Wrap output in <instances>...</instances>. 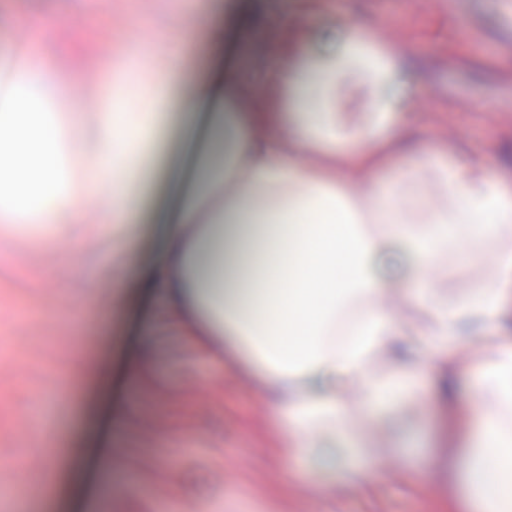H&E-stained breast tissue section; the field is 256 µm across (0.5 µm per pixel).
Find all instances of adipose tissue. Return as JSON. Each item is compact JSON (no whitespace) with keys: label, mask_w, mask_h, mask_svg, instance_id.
<instances>
[{"label":"adipose tissue","mask_w":512,"mask_h":512,"mask_svg":"<svg viewBox=\"0 0 512 512\" xmlns=\"http://www.w3.org/2000/svg\"><path fill=\"white\" fill-rule=\"evenodd\" d=\"M248 29L246 0H224V64L189 96L201 132L224 142V161H191L163 244L138 272L141 288L176 309L189 334L224 355L269 396L288 450L322 489L379 479L377 449L350 427L345 391L370 414L434 381L448 402V455L461 512H512V168L489 176L461 145L423 154L403 125L416 91L412 55L379 48L353 20L326 34L291 33L281 66L244 108L235 72ZM53 81L72 111L83 90L62 67L27 68L0 102V162L18 224L80 220L97 204L104 224H132L139 148L160 131L154 112H102L92 178L62 191L56 133L23 104ZM489 262L492 273L460 296L429 270L448 257ZM402 300L419 313L405 329ZM475 335L485 359L472 400L457 396L454 345Z\"/></svg>","instance_id":"obj_1"}]
</instances>
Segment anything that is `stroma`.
<instances>
[{"mask_svg":"<svg viewBox=\"0 0 512 512\" xmlns=\"http://www.w3.org/2000/svg\"><path fill=\"white\" fill-rule=\"evenodd\" d=\"M492 0H253L256 23L242 39L236 73L246 107L261 103V76L280 63L279 42L287 23L325 27L347 16L376 29L387 48L407 49L421 62L411 117L423 150L440 140L467 143L497 174L498 146L512 144V37L500 29ZM37 17L36 48L46 59L67 53L78 34L115 31L116 44L89 61L100 76L103 111L119 105L134 112L141 100H158L163 112H182L181 93L202 70L220 62L199 39L172 44L181 67L149 53L163 42L173 20L223 12L224 0H28ZM134 35L144 54L130 64L123 40ZM79 143L60 139L58 150L75 161L74 178H85L98 150L95 113L81 115ZM181 127L167 128L158 153L148 154L144 191L148 203L124 258L131 275L159 241L149 229L169 203L184 159ZM84 222L62 221L52 233L69 246L31 251L36 231L0 229V512H14L13 489L30 483L29 431L48 426L57 447L78 465L68 471L63 494L38 512H85L101 478L96 462L114 451L120 489L103 512H167L177 503L196 512H444L453 493L448 456L418 465L397 451L378 458L383 478L366 491L337 483L322 493L305 466L274 458L267 440L275 427L269 403L236 369L219 363L184 336L176 314L161 297L146 296L133 278L112 285V236L101 233L88 208ZM150 334H143L145 323ZM100 362L106 381L93 389L75 382L61 395L55 378L73 350ZM358 431L387 443L411 436L416 448L448 434V413L430 393L386 413L363 416L358 393L349 396Z\"/></svg>","mask_w":512,"mask_h":512,"instance_id":"35a3bbf8","label":"stroma"}]
</instances>
